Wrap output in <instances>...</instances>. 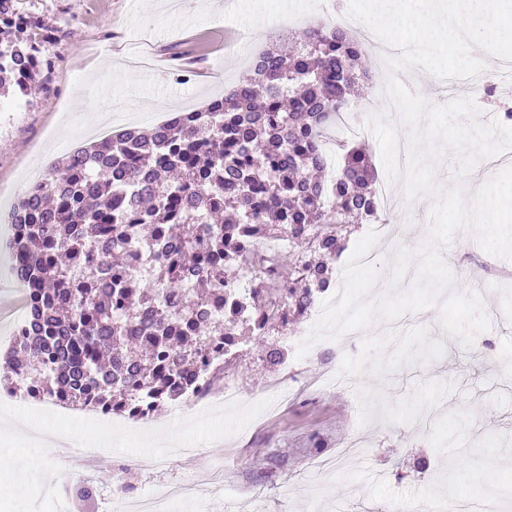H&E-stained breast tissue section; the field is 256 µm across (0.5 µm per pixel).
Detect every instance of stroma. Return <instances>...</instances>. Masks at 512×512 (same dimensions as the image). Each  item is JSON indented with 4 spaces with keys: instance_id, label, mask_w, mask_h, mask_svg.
Instances as JSON below:
<instances>
[{
    "instance_id": "obj_1",
    "label": "stroma",
    "mask_w": 512,
    "mask_h": 512,
    "mask_svg": "<svg viewBox=\"0 0 512 512\" xmlns=\"http://www.w3.org/2000/svg\"><path fill=\"white\" fill-rule=\"evenodd\" d=\"M309 0H18L20 10L59 29L44 44L47 69L39 92L0 112V208L42 176L48 164L90 141L127 127L150 128L174 113L202 107L244 77L247 58L225 47L222 31L259 29V45L282 44L310 19L290 22ZM368 75L336 132L365 143L379 178H386L371 133H358L357 114L381 112L379 79L387 70L377 52L362 63ZM430 203L415 201L398 220L396 244H378L382 261L397 247L419 248L430 225ZM443 257L455 290L481 295L491 327L464 348L441 329L440 308L425 309L403 335L375 322L357 347L323 340L304 361L287 368L268 365L265 354L296 343L306 326L297 320L246 340V355L227 373L247 393L262 394L285 376L294 394L256 417L246 431L204 445L199 455L173 459L161 469L127 476L139 490L155 484L205 483L216 463L224 465L221 489L209 495L210 512H310L309 499L325 512H364L367 504L429 503L430 478L452 487L493 491L512 499V385L499 386L492 362L512 358V275L502 262L487 265L486 252L469 231L457 234ZM352 383L328 388L329 372ZM424 416L428 430L409 434L406 411ZM361 432V457L315 473V458L335 459L353 432Z\"/></svg>"
}]
</instances>
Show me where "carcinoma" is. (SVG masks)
<instances>
[{
    "label": "carcinoma",
    "instance_id": "obj_1",
    "mask_svg": "<svg viewBox=\"0 0 512 512\" xmlns=\"http://www.w3.org/2000/svg\"><path fill=\"white\" fill-rule=\"evenodd\" d=\"M0 97H22L38 72L39 20L0 0ZM369 51L330 22L265 50L250 74L203 110L135 128L69 153L11 214L16 279L29 321L4 358L3 387L31 399L151 415L224 371V355L259 332L224 312V271L254 270L264 328L280 308L304 317L324 287L345 225L378 219L377 175L363 145L339 161L322 134L350 105ZM284 232L306 251L292 265L260 258L250 239ZM151 246L148 267L129 248ZM275 265L280 276L260 278Z\"/></svg>",
    "mask_w": 512,
    "mask_h": 512
}]
</instances>
